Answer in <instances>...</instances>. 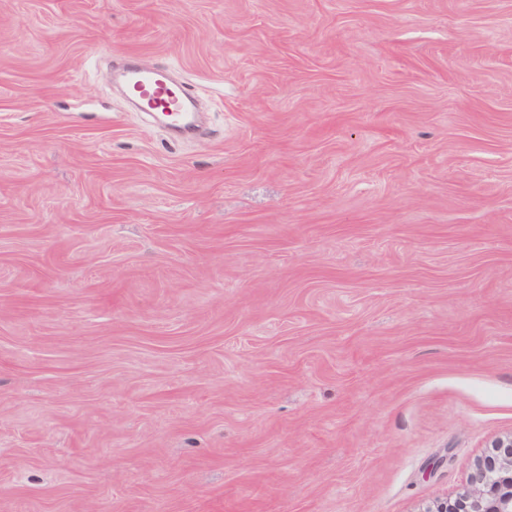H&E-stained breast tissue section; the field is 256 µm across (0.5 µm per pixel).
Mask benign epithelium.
<instances>
[{
	"mask_svg": "<svg viewBox=\"0 0 512 512\" xmlns=\"http://www.w3.org/2000/svg\"><path fill=\"white\" fill-rule=\"evenodd\" d=\"M426 512H512V433L497 439L479 463L474 488L455 505L439 502Z\"/></svg>",
	"mask_w": 512,
	"mask_h": 512,
	"instance_id": "obj_1",
	"label": "benign epithelium"
}]
</instances>
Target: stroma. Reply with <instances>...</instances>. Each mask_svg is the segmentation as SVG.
Returning a JSON list of instances; mask_svg holds the SVG:
<instances>
[{
    "mask_svg": "<svg viewBox=\"0 0 512 512\" xmlns=\"http://www.w3.org/2000/svg\"><path fill=\"white\" fill-rule=\"evenodd\" d=\"M511 432L512 0H0V512H426ZM114 79L136 95L134 101L143 112H164L162 119L172 132L183 136L196 132L197 113L191 109L193 96L167 70L145 69L138 65L136 58L125 56L124 65L114 73Z\"/></svg>",
    "mask_w": 512,
    "mask_h": 512,
    "instance_id": "1",
    "label": "stroma"
}]
</instances>
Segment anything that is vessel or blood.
Listing matches in <instances>:
<instances>
[{"label": "vessel or blood", "instance_id": "1", "mask_svg": "<svg viewBox=\"0 0 512 512\" xmlns=\"http://www.w3.org/2000/svg\"><path fill=\"white\" fill-rule=\"evenodd\" d=\"M115 78L134 94L140 110L161 113L172 132L183 136L196 132L198 120L191 108V96L168 71L142 68L129 56Z\"/></svg>", "mask_w": 512, "mask_h": 512}]
</instances>
